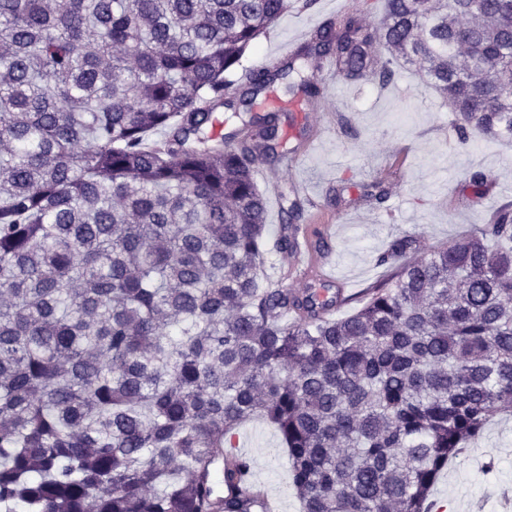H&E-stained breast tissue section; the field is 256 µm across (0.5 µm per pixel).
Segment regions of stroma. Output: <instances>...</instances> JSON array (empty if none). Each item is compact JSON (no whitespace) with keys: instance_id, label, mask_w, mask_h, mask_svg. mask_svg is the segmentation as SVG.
Returning a JSON list of instances; mask_svg holds the SVG:
<instances>
[{"instance_id":"stroma-1","label":"stroma","mask_w":512,"mask_h":512,"mask_svg":"<svg viewBox=\"0 0 512 512\" xmlns=\"http://www.w3.org/2000/svg\"><path fill=\"white\" fill-rule=\"evenodd\" d=\"M355 12L368 25L379 21L378 9L366 8L365 0H336L332 6L318 0L310 9L303 0H290L288 11L260 36L243 65L256 66L270 52L289 53L297 32L332 14ZM253 111L281 113L279 151L283 158H300L292 167L283 159L275 164L276 184H268L264 172L256 174L267 196L268 237L276 238L281 224L274 188L305 185L312 202L305 224L336 227L324 243L336 265L335 285L346 294L358 293L383 274L376 259L401 232L414 233L425 252L487 223L501 201L512 200V138L475 136L459 143L449 132L448 105L411 71H399L387 86L335 79L313 104L277 84L258 97ZM475 170L493 181L481 206L467 186ZM375 182L389 192L380 208L362 199L365 187ZM239 440L258 484L278 500L281 512H299L278 432L264 421H251L241 426ZM507 494L512 495V416L486 425L441 472L431 497L445 512H503Z\"/></svg>"}]
</instances>
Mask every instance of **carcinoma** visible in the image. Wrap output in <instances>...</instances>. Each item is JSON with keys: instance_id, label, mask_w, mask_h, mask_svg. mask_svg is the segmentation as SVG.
Listing matches in <instances>:
<instances>
[{"instance_id": "obj_1", "label": "carcinoma", "mask_w": 512, "mask_h": 512, "mask_svg": "<svg viewBox=\"0 0 512 512\" xmlns=\"http://www.w3.org/2000/svg\"><path fill=\"white\" fill-rule=\"evenodd\" d=\"M289 0H0V512H268L226 452L263 418L300 512H432L440 471L512 409V202L407 261L335 317L294 291L309 201L266 236L259 165L280 115L209 142L268 86L311 102L419 73L461 143L512 134V0H383L275 65L230 75ZM156 130L162 144L149 142ZM477 197L490 178L472 173Z\"/></svg>"}]
</instances>
